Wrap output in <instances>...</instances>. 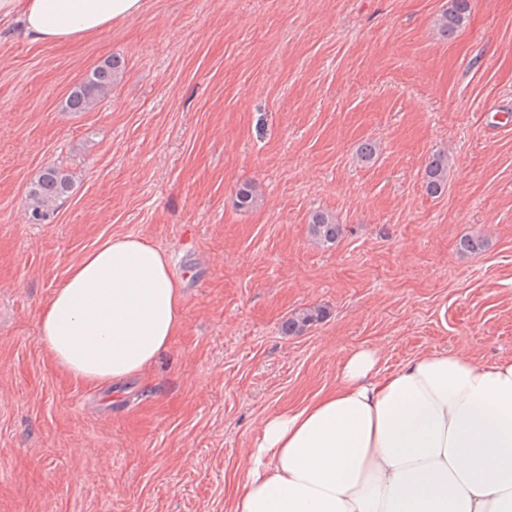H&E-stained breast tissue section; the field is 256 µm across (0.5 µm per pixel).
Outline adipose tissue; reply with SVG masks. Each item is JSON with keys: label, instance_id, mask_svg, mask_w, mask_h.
Listing matches in <instances>:
<instances>
[{"label": "adipose tissue", "instance_id": "obj_1", "mask_svg": "<svg viewBox=\"0 0 512 512\" xmlns=\"http://www.w3.org/2000/svg\"><path fill=\"white\" fill-rule=\"evenodd\" d=\"M143 0H0L36 43H65L138 14ZM166 254L126 235L102 241L53 288L38 340L74 378L147 370L182 325ZM352 352L333 388L269 416L233 512H512V358L434 350L382 373Z\"/></svg>", "mask_w": 512, "mask_h": 512}]
</instances>
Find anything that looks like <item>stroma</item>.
<instances>
[{
	"instance_id": "1",
	"label": "stroma",
	"mask_w": 512,
	"mask_h": 512,
	"mask_svg": "<svg viewBox=\"0 0 512 512\" xmlns=\"http://www.w3.org/2000/svg\"><path fill=\"white\" fill-rule=\"evenodd\" d=\"M450 4L144 0L63 45L0 21V512H233L262 421L335 386L352 351L377 348L384 370L435 349L512 357V0H470L444 37ZM112 57L108 97L68 111ZM48 166L72 190L33 224ZM316 211L335 243L311 240ZM125 235L169 255L182 328L141 376L78 381L39 313ZM313 307L321 320L282 333ZM468 10V0H453L451 7L445 10L437 19L439 29L446 35L454 34L462 26ZM120 74L122 65L118 59L104 60L70 91L65 103L67 110L87 112L94 108L112 91V86ZM448 159L440 153L434 157L425 169V182L427 191L440 194L447 187ZM308 229L312 239L323 245L336 242L342 234L341 224L332 215L320 211L312 214Z\"/></svg>"
}]
</instances>
